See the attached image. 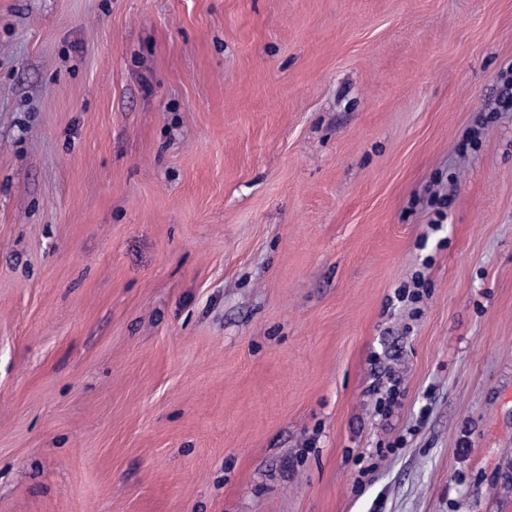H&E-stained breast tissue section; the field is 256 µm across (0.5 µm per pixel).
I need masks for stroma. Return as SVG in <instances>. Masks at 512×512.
<instances>
[{
    "label": "stroma",
    "mask_w": 512,
    "mask_h": 512,
    "mask_svg": "<svg viewBox=\"0 0 512 512\" xmlns=\"http://www.w3.org/2000/svg\"><path fill=\"white\" fill-rule=\"evenodd\" d=\"M511 67L512 0H0V512H512Z\"/></svg>",
    "instance_id": "obj_1"
}]
</instances>
